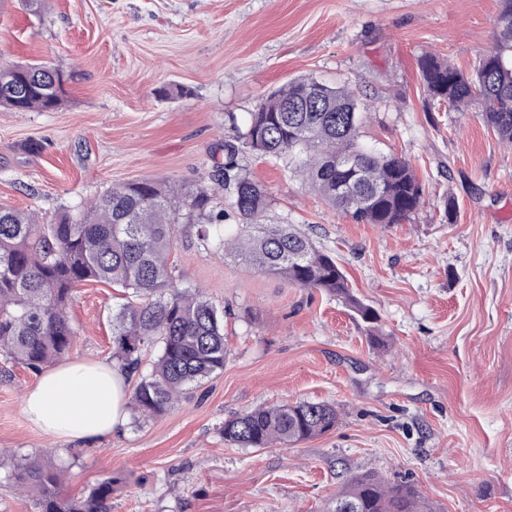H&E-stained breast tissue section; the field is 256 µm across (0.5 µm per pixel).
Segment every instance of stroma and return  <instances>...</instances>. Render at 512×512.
Listing matches in <instances>:
<instances>
[{
  "label": "stroma",
  "mask_w": 512,
  "mask_h": 512,
  "mask_svg": "<svg viewBox=\"0 0 512 512\" xmlns=\"http://www.w3.org/2000/svg\"><path fill=\"white\" fill-rule=\"evenodd\" d=\"M498 0H0V64L66 75L53 112L0 107V206L51 222L140 179L214 188L224 147L269 193L268 214L313 235L372 307L388 347L342 301L247 270L177 227L176 283L224 313L218 375L155 419L56 443L22 412L39 373L0 356V453L54 448L73 497L111 477L112 512H329L377 472L436 512H512V147L475 113L429 105L416 61L472 70ZM297 78L350 85L361 143L409 160L424 191L405 224H358L241 144L250 114ZM171 97H161V89ZM39 143V153L29 151ZM455 197V221L444 201ZM111 286L81 285L71 359L111 362ZM334 404V430L241 448L225 420L265 405Z\"/></svg>",
  "instance_id": "stroma-1"
}]
</instances>
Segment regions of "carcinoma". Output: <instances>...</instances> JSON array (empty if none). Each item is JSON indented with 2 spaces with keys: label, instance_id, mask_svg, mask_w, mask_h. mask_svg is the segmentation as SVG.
<instances>
[{
  "label": "carcinoma",
  "instance_id": "cac0c4a2",
  "mask_svg": "<svg viewBox=\"0 0 512 512\" xmlns=\"http://www.w3.org/2000/svg\"><path fill=\"white\" fill-rule=\"evenodd\" d=\"M495 40L465 75L431 52L417 69L428 100L450 112H476L499 140L512 145V0H500ZM58 86H53L52 78ZM64 74L33 63H15L0 81L25 87L16 97L0 92V106L16 112H50L62 101ZM368 104L347 85L297 79L272 92L250 114L240 133L252 151L288 160V171L337 211L358 224H404L423 188L403 157L362 146ZM225 147L227 208L198 188L189 194L153 179L107 190L88 206L64 211L45 224L34 211L0 207V353L35 372L66 358L76 338L69 308L83 282L124 289L127 301L112 316V359L137 377L134 411L153 418L171 410L191 387L224 370V315L199 289L174 283L169 264L177 225L195 224L214 234L224 252L248 267L278 275L299 288L341 299L371 324L369 340L383 349L376 313L351 291L336 257L319 249L292 224H265L268 191L238 167ZM160 344L150 372H140L142 351ZM336 407L313 401L258 406L224 422L225 441L241 448L295 445L336 427ZM18 493L37 512H112V477L85 495H59L63 471L20 462L11 472ZM435 512L410 483H390L366 471L349 478L332 512Z\"/></svg>",
  "mask_w": 512,
  "mask_h": 512
}]
</instances>
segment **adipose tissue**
Here are the masks:
<instances>
[{
    "instance_id": "ef3b65f1",
    "label": "adipose tissue",
    "mask_w": 512,
    "mask_h": 512,
    "mask_svg": "<svg viewBox=\"0 0 512 512\" xmlns=\"http://www.w3.org/2000/svg\"><path fill=\"white\" fill-rule=\"evenodd\" d=\"M126 387V374L115 366L100 361L65 362L26 391L23 414L53 440L97 439L124 423Z\"/></svg>"
}]
</instances>
